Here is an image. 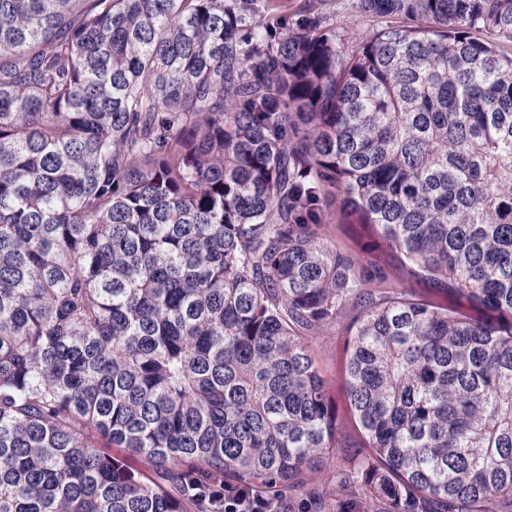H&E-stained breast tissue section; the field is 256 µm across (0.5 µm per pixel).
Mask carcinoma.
Returning <instances> with one entry per match:
<instances>
[{
	"instance_id": "cac0c4a2",
	"label": "carcinoma",
	"mask_w": 512,
	"mask_h": 512,
	"mask_svg": "<svg viewBox=\"0 0 512 512\" xmlns=\"http://www.w3.org/2000/svg\"><path fill=\"white\" fill-rule=\"evenodd\" d=\"M326 2L0 0V512L512 505V0ZM326 9L336 16V25L350 34H364L374 24L373 18L356 12L353 0H333L329 2ZM346 339L347 336L342 327L339 329L333 327L327 330L323 335L314 336L309 341L310 348L323 376L327 379L330 387L335 392L341 413H344L341 407L343 401L339 390L336 388V384L339 383L341 375ZM354 459L330 456L320 471L307 472L300 492H288L282 497L268 498L261 494L248 495L243 489L224 486V512H342L343 504L361 501L360 512H387L384 503L367 498L360 488L348 483ZM347 479V486L342 487Z\"/></svg>"
}]
</instances>
